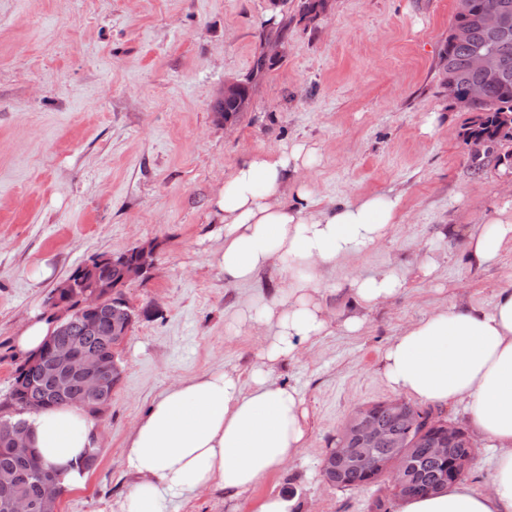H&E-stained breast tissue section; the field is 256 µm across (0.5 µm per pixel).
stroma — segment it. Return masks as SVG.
<instances>
[{
    "instance_id": "1",
    "label": "stroma",
    "mask_w": 512,
    "mask_h": 512,
    "mask_svg": "<svg viewBox=\"0 0 512 512\" xmlns=\"http://www.w3.org/2000/svg\"><path fill=\"white\" fill-rule=\"evenodd\" d=\"M298 2L284 12L270 0H0V399L20 356L14 339L46 315L53 288L92 257L157 245L153 274L125 289L139 317L98 416L99 461L60 512H112L132 484L126 439L165 388L219 367L246 379L256 365L263 328L228 322L274 298L288 273L273 264L248 283L224 279L212 198L246 155L308 142L319 208L390 195L398 213L382 245L318 271L330 326L272 373L300 394L306 448L238 501L200 492L174 512H256L272 492L297 495L300 512H368L372 489L333 487L321 465L357 407L393 398L383 351L457 298L488 309L512 286V251L473 266L451 232L512 204V168L472 166L462 137L471 115L442 86L439 55L460 0H335L314 20ZM285 17L284 57L253 77L252 109L225 125L214 110L225 79L252 77ZM430 111L440 122L424 134ZM426 260L429 281L416 271ZM381 272L404 289L348 332L350 277Z\"/></svg>"
}]
</instances>
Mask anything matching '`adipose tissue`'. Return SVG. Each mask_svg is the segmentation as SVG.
Here are the masks:
<instances>
[{
	"label": "adipose tissue",
	"mask_w": 512,
	"mask_h": 512,
	"mask_svg": "<svg viewBox=\"0 0 512 512\" xmlns=\"http://www.w3.org/2000/svg\"><path fill=\"white\" fill-rule=\"evenodd\" d=\"M314 153L305 143L251 153L215 195L225 281L249 282L274 261L291 275L271 303L231 318L235 330L268 329L250 382L233 370H207L163 390L137 419L123 453L133 482L112 512H170L174 499L200 490L236 501L307 446L299 393L274 381L272 371L329 326L316 271L384 242L399 206L372 197L316 209L307 175ZM464 247L470 263L498 260L512 249V211L501 208L492 221L468 227ZM348 286L355 304L370 308L400 294L404 281L392 273L356 275ZM382 369L398 394L439 405L467 401L472 425L496 449L487 489L460 482L403 499L398 512H512V289H499L488 310L460 302L412 322L385 349ZM25 422L43 462L67 485L82 486L78 463L102 445L97 420L74 405L28 414Z\"/></svg>",
	"instance_id": "1"
}]
</instances>
